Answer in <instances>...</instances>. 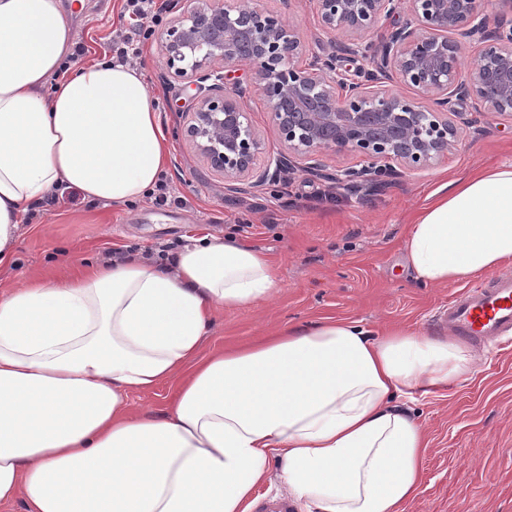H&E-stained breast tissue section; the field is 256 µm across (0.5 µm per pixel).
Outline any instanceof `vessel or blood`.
<instances>
[{
  "instance_id": "b4317fda",
  "label": "vessel or blood",
  "mask_w": 512,
  "mask_h": 512,
  "mask_svg": "<svg viewBox=\"0 0 512 512\" xmlns=\"http://www.w3.org/2000/svg\"><path fill=\"white\" fill-rule=\"evenodd\" d=\"M450 335L477 343L512 335V274L460 293L441 316Z\"/></svg>"
}]
</instances>
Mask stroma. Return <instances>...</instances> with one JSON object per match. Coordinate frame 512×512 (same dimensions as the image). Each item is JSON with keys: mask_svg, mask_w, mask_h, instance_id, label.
<instances>
[{"mask_svg": "<svg viewBox=\"0 0 512 512\" xmlns=\"http://www.w3.org/2000/svg\"><path fill=\"white\" fill-rule=\"evenodd\" d=\"M251 2L277 10L296 26L305 53L320 50L326 36L313 0ZM63 4L74 14L73 51L80 62L108 53L115 30L130 24L122 0ZM141 68L148 89L161 100L167 202L156 203L150 195L112 206L87 202L70 189L63 201L42 204L21 225L18 260L0 268V289L49 276L59 263H100L116 253L156 261L185 238L230 232L269 255L281 290L270 301L217 313L203 353L324 317L357 321L371 330L402 325L447 337L438 315L464 286L424 287L414 281L404 248L408 224L449 180L512 161V118L474 114L447 160L402 174L380 191L337 184L332 173L361 162L332 153L323 159L326 177L297 169L236 193L206 167L186 137L196 89L169 77L160 42L146 43ZM465 347L475 359V375L409 403L425 428L428 448L421 491L405 512H512V341L496 347L469 341Z\"/></svg>", "mask_w": 512, "mask_h": 512, "instance_id": "1", "label": "stroma"}]
</instances>
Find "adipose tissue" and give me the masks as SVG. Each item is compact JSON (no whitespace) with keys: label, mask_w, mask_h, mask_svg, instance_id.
<instances>
[{"label":"adipose tissue","mask_w":512,"mask_h":512,"mask_svg":"<svg viewBox=\"0 0 512 512\" xmlns=\"http://www.w3.org/2000/svg\"><path fill=\"white\" fill-rule=\"evenodd\" d=\"M61 0H0V265L51 194L123 206L168 147L139 67L71 59ZM414 278L512 265V161L411 220ZM261 250L204 236L169 260L85 265L0 291V504L26 512H251L270 471L301 512H403L427 447L405 401L475 362L456 341L331 318L201 356L217 311L274 297ZM169 384L162 416L129 396Z\"/></svg>","instance_id":"ef3b65f1"}]
</instances>
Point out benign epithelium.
Here are the masks:
<instances>
[{"instance_id": "7a95c632", "label": "benign epithelium", "mask_w": 512, "mask_h": 512, "mask_svg": "<svg viewBox=\"0 0 512 512\" xmlns=\"http://www.w3.org/2000/svg\"><path fill=\"white\" fill-rule=\"evenodd\" d=\"M176 15L159 34L168 73L196 87L185 134L231 191L262 186L272 167L329 152L358 157L340 179L376 185L448 157L484 112L512 117V0L487 11L481 0H314L329 35L302 64L298 30L276 10L248 0H174ZM403 13L405 19L393 21ZM389 27H384L385 23ZM462 33L476 47L463 65ZM250 67L251 84L232 80ZM395 79L417 96L384 84ZM259 94L282 146L263 157L246 94Z\"/></svg>"}]
</instances>
